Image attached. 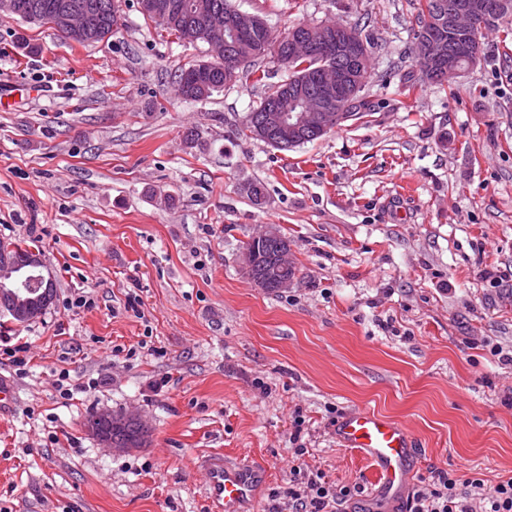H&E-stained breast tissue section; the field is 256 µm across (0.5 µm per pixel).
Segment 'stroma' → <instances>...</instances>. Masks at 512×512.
<instances>
[{
	"mask_svg": "<svg viewBox=\"0 0 512 512\" xmlns=\"http://www.w3.org/2000/svg\"><path fill=\"white\" fill-rule=\"evenodd\" d=\"M417 2L232 0L276 35L338 20L371 42L372 112L288 151L241 132L265 86L177 96L207 47L138 0L91 45L0 18V241L36 244L56 284L40 320L0 330V512H211L199 461L214 454L266 466L250 512H287L296 465L392 512L336 441L353 409L405 423L420 476H512V365L487 351L512 354V35L485 33L455 85L424 82ZM267 225L299 269L278 293L242 267ZM82 295L92 309L72 307ZM24 341L20 374L2 350ZM63 370L82 388L69 401ZM95 411L143 416L146 442L104 447Z\"/></svg>",
	"mask_w": 512,
	"mask_h": 512,
	"instance_id": "35a3bbf8",
	"label": "stroma"
}]
</instances>
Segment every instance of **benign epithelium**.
Masks as SVG:
<instances>
[{"mask_svg": "<svg viewBox=\"0 0 512 512\" xmlns=\"http://www.w3.org/2000/svg\"><path fill=\"white\" fill-rule=\"evenodd\" d=\"M502 6L503 0H455L448 8V36L426 34L415 41V53L433 81L446 84L463 76L464 71L457 64L460 57H468L474 62L481 58L483 45L474 37L473 29L498 16ZM256 25L255 15L239 10L231 12L224 20H217L208 5L200 2L194 6L192 20L184 26L182 37L194 43L203 38L224 54V80L228 84L237 79L243 65L270 51H285L290 62L298 58L329 61L323 67L328 76L317 88L298 87L287 94L290 102L300 105V111L287 112L285 104L275 103L267 108L252 133L253 137L265 142L275 138L277 145L294 148L303 144L308 133L325 131L331 121L345 116L362 88L359 73L369 56V48L362 36L342 23H300L278 39L264 44L246 40V34ZM61 34L69 41H88L91 37L89 11L69 10ZM242 261L247 276L257 287H264L265 279L253 254L244 252ZM22 265L36 269L38 274L18 283V289L7 292L0 299V314L9 316L16 325L40 319L52 303L50 287L53 279L43 274L45 265L37 253L20 262L0 251V286L14 281L15 270ZM112 418L114 415L110 411L95 413L88 431L97 441L123 451L137 448L146 441L149 434L147 420L131 413L121 414L119 419L140 425L143 434L138 439L114 441L112 436L99 432L97 423H110Z\"/></svg>", "mask_w": 512, "mask_h": 512, "instance_id": "1", "label": "benign epithelium"}]
</instances>
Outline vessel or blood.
I'll list each match as a JSON object with an SVG mask.
<instances>
[{
    "instance_id": "vessel-or-blood-1",
    "label": "vessel or blood",
    "mask_w": 512,
    "mask_h": 512,
    "mask_svg": "<svg viewBox=\"0 0 512 512\" xmlns=\"http://www.w3.org/2000/svg\"><path fill=\"white\" fill-rule=\"evenodd\" d=\"M336 440L370 461L379 480L377 496L397 500L412 485L417 466V440L404 424L367 410H353L336 423ZM206 494L215 512H244L265 479L250 461L216 457L204 468Z\"/></svg>"
}]
</instances>
